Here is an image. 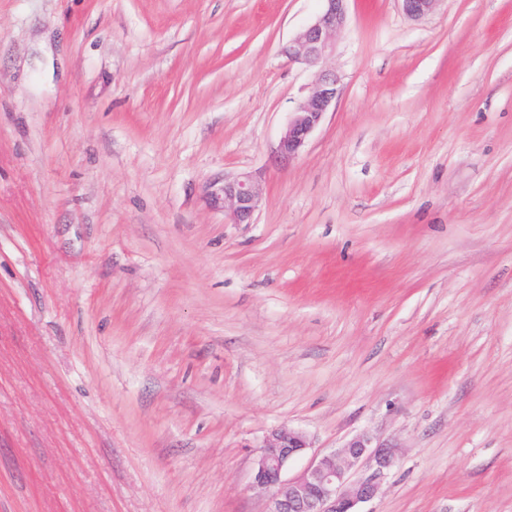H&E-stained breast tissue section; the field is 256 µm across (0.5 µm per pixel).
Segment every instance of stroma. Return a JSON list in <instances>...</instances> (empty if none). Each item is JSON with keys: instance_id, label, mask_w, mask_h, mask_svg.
Segmentation results:
<instances>
[{"instance_id": "stroma-1", "label": "stroma", "mask_w": 512, "mask_h": 512, "mask_svg": "<svg viewBox=\"0 0 512 512\" xmlns=\"http://www.w3.org/2000/svg\"><path fill=\"white\" fill-rule=\"evenodd\" d=\"M319 8L0 0V512H265L281 426L396 446L362 512H512V0L289 62ZM335 73L321 71L310 87L308 95L300 101L288 119L277 150L284 158L297 157L312 133L321 125L325 114L338 95ZM224 213L229 211L235 224L251 223L261 199V189L248 175L224 180Z\"/></svg>"}]
</instances>
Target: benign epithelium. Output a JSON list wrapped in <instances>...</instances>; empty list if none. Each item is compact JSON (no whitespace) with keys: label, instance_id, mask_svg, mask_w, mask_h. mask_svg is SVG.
<instances>
[{"label":"benign epithelium","instance_id":"1","mask_svg":"<svg viewBox=\"0 0 512 512\" xmlns=\"http://www.w3.org/2000/svg\"><path fill=\"white\" fill-rule=\"evenodd\" d=\"M325 5L312 23L299 30L284 48L292 62L317 65L334 50L336 34L347 22V0H323ZM403 12L419 20L429 15L440 0H400ZM338 95V78L319 73L308 95L291 113L277 150L285 158L297 157ZM224 210L235 224L251 223L261 199V189L252 177L224 180ZM311 443L305 433L287 426L271 431L260 447L253 486L267 494L266 512H360L359 507L378 496L382 480L396 464L392 447L373 445V438L359 434L343 447L316 454L295 478L283 472L295 458L306 453ZM366 461L372 472L350 480L348 472Z\"/></svg>","mask_w":512,"mask_h":512}]
</instances>
